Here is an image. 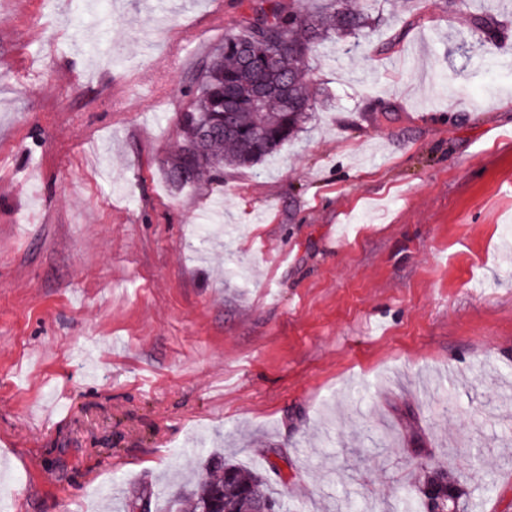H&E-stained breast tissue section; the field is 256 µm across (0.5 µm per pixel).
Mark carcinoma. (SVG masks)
Wrapping results in <instances>:
<instances>
[{
	"label": "carcinoma",
	"instance_id": "cac0c4a2",
	"mask_svg": "<svg viewBox=\"0 0 512 512\" xmlns=\"http://www.w3.org/2000/svg\"><path fill=\"white\" fill-rule=\"evenodd\" d=\"M368 16L343 0L322 12L299 6L287 12L277 3L261 9L247 32L224 38V46L203 65L196 96L183 113V144L167 161L170 184L184 187L206 170L252 168L297 135L316 100L305 80L310 54L327 40L343 41L367 25ZM276 65L270 64L273 52ZM267 89L261 103L256 90ZM291 107H285V103ZM210 476L190 481L173 495L175 512H256L272 500L264 478L223 457L211 459ZM455 487L462 512L471 509L466 492L445 468L423 471L422 500L441 480Z\"/></svg>",
	"mask_w": 512,
	"mask_h": 512
}]
</instances>
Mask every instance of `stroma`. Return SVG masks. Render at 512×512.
Returning a JSON list of instances; mask_svg holds the SVG:
<instances>
[{
	"label": "stroma",
	"instance_id": "1",
	"mask_svg": "<svg viewBox=\"0 0 512 512\" xmlns=\"http://www.w3.org/2000/svg\"><path fill=\"white\" fill-rule=\"evenodd\" d=\"M263 2L0 0L6 512H166L215 452L284 512H409L439 465L512 512V0H361L302 132L174 188Z\"/></svg>",
	"mask_w": 512,
	"mask_h": 512
}]
</instances>
